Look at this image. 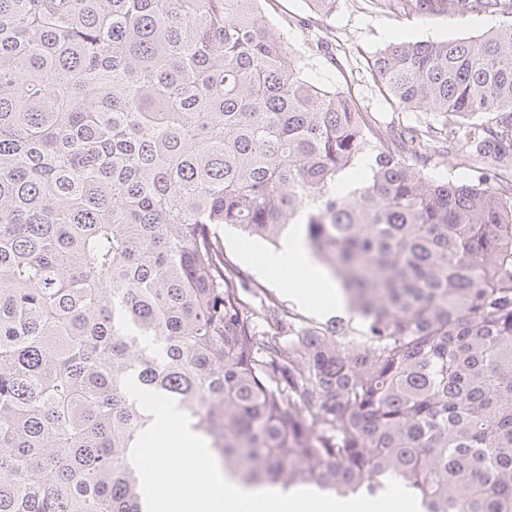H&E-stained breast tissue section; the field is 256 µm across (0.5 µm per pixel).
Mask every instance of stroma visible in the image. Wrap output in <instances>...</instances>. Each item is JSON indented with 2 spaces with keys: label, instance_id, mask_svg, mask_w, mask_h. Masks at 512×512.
Wrapping results in <instances>:
<instances>
[{
  "label": "stroma",
  "instance_id": "1",
  "mask_svg": "<svg viewBox=\"0 0 512 512\" xmlns=\"http://www.w3.org/2000/svg\"><path fill=\"white\" fill-rule=\"evenodd\" d=\"M261 8L273 25L287 33L290 46L311 59V74L319 82L349 88L363 111L381 126L419 124L428 117L420 111L388 104L367 73V62L386 47L401 43L460 40L477 37L511 20L483 12L431 14L417 17L391 12L376 0H336L328 14L315 11L308 0H262ZM224 256L246 276L244 298L253 307L276 300L297 323L320 326L329 317L298 305L280 282L262 276L246 258L243 236L232 227L217 230Z\"/></svg>",
  "mask_w": 512,
  "mask_h": 512
}]
</instances>
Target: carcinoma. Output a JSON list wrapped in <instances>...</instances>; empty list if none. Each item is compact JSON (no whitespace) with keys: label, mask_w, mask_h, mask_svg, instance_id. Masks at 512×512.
I'll return each instance as SVG.
<instances>
[{"label":"carcinoma","mask_w":512,"mask_h":512,"mask_svg":"<svg viewBox=\"0 0 512 512\" xmlns=\"http://www.w3.org/2000/svg\"><path fill=\"white\" fill-rule=\"evenodd\" d=\"M260 2L0 0V512L146 510L128 376L245 487L393 478L424 512H512V25L379 53L385 101L441 118L383 129ZM433 143L493 167L438 182ZM292 224L357 340H285L241 295L215 228Z\"/></svg>","instance_id":"cac0c4a2"}]
</instances>
